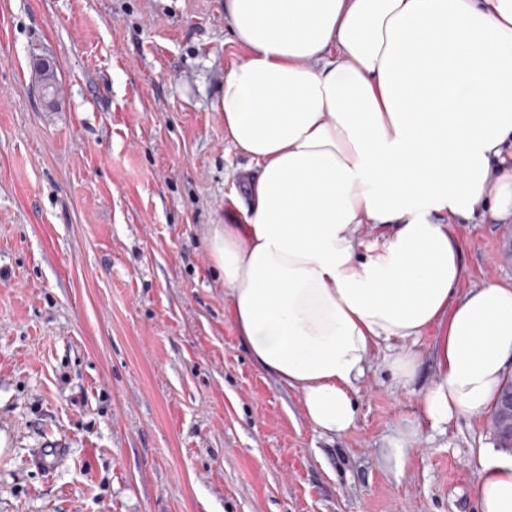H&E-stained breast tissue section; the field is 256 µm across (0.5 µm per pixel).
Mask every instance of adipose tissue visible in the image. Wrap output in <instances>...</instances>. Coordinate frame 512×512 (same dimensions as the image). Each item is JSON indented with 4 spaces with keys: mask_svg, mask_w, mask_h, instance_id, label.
<instances>
[{
    "mask_svg": "<svg viewBox=\"0 0 512 512\" xmlns=\"http://www.w3.org/2000/svg\"><path fill=\"white\" fill-rule=\"evenodd\" d=\"M243 59L224 77V140L251 166L240 224L209 256L252 362L299 392L323 434L355 428L356 382L386 345L394 379L436 377L396 426L494 403L512 375V285L466 292L456 218L512 219V0H224ZM479 512H512V454L478 453Z\"/></svg>",
    "mask_w": 512,
    "mask_h": 512,
    "instance_id": "obj_1",
    "label": "adipose tissue"
}]
</instances>
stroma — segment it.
<instances>
[{"mask_svg": "<svg viewBox=\"0 0 512 512\" xmlns=\"http://www.w3.org/2000/svg\"><path fill=\"white\" fill-rule=\"evenodd\" d=\"M244 54L224 0H0V512H478L488 414L383 460L437 328L413 384L374 349L336 436L240 344L208 237L247 195L218 106ZM458 228L462 288L511 285L512 223Z\"/></svg>", "mask_w": 512, "mask_h": 512, "instance_id": "1", "label": "stroma"}]
</instances>
